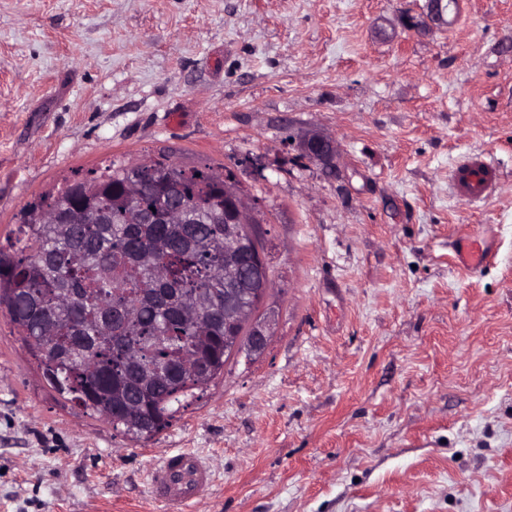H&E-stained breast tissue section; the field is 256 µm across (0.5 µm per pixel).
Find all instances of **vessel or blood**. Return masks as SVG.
<instances>
[{
	"mask_svg": "<svg viewBox=\"0 0 512 512\" xmlns=\"http://www.w3.org/2000/svg\"><path fill=\"white\" fill-rule=\"evenodd\" d=\"M453 193L468 203L489 199L497 188V168L481 156L468 157L451 170ZM213 482L209 466L190 452L170 454L157 461L150 470V489L154 499L170 505L174 512H185Z\"/></svg>",
	"mask_w": 512,
	"mask_h": 512,
	"instance_id": "b4317fda",
	"label": "vessel or blood"
}]
</instances>
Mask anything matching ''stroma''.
<instances>
[{
	"label": "stroma",
	"mask_w": 512,
	"mask_h": 512,
	"mask_svg": "<svg viewBox=\"0 0 512 512\" xmlns=\"http://www.w3.org/2000/svg\"><path fill=\"white\" fill-rule=\"evenodd\" d=\"M336 148V173L303 136ZM486 155L485 204L449 172ZM233 171L275 316L172 424L135 440L65 402L0 314V512H512V0H0V240L115 162ZM493 255L466 271L460 235ZM209 466L191 452L166 455L150 470V489L154 499L167 503L176 512L199 499L212 485Z\"/></svg>",
	"instance_id": "obj_1"
}]
</instances>
